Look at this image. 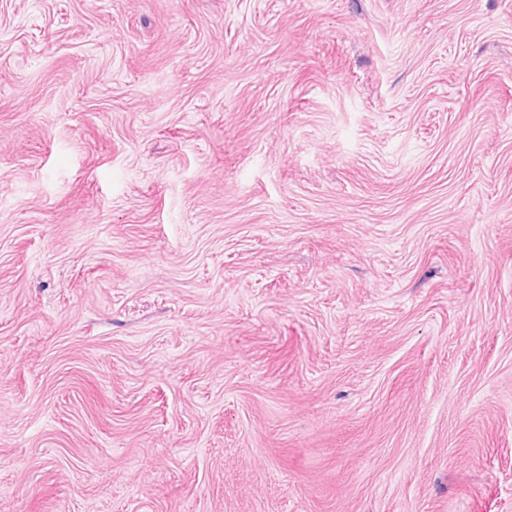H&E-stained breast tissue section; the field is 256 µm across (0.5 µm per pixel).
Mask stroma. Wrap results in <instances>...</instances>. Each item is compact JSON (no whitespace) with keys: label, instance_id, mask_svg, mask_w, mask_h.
I'll list each match as a JSON object with an SVG mask.
<instances>
[{"label":"stroma","instance_id":"1","mask_svg":"<svg viewBox=\"0 0 512 512\" xmlns=\"http://www.w3.org/2000/svg\"><path fill=\"white\" fill-rule=\"evenodd\" d=\"M0 512H512V0H0Z\"/></svg>","mask_w":512,"mask_h":512}]
</instances>
